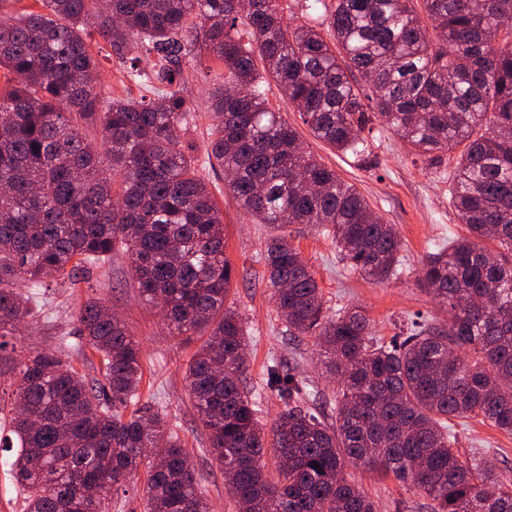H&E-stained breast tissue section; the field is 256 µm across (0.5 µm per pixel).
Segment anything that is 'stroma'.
Returning <instances> with one entry per match:
<instances>
[{"instance_id": "stroma-1", "label": "stroma", "mask_w": 512, "mask_h": 512, "mask_svg": "<svg viewBox=\"0 0 512 512\" xmlns=\"http://www.w3.org/2000/svg\"><path fill=\"white\" fill-rule=\"evenodd\" d=\"M89 42L101 70L105 96L153 97L150 86L129 76L128 61L113 52L98 30H91ZM213 63L207 55L201 65L183 68L179 88L192 106V119L183 139L192 145L201 175L224 214L225 253L234 270L227 303L242 315L248 337L246 387L258 405L262 421L269 424L284 405L267 389L268 373L276 369L294 374L308 385L305 408L331 424L336 420L333 407L339 387L321 372L320 347L315 338H295L284 328L267 280L269 230L236 206L224 184L223 171L210 168L206 162V145L216 118L208 110L203 69ZM267 97L271 106L297 127L306 150L355 184L377 214L395 226L402 240V274L380 282L341 261L332 239L316 227L293 225L290 241L309 263L322 290L326 312L331 314L341 307L361 308L373 335L387 344L404 336L407 326L417 318L446 322L447 306L431 299L419 287L417 278L430 252L467 234L451 201L449 168L438 173L426 169L397 135L377 123L364 134L371 161L367 166H358L351 154L334 151L315 139L276 85H268ZM45 296L49 316L22 329L17 337L18 354L35 349L58 351L63 361L86 380L99 378L98 357L64 352L60 345L79 340L74 315L77 305L90 296L102 299L129 325L141 345L144 374L140 404L165 410L169 419L177 423L181 444L193 460L211 512H235L224 475L209 452L208 432L200 423L184 380L186 364L200 345V338L169 334L161 315L140 297L133 285L130 263L119 252L105 266L85 270L78 287L55 283ZM449 425L455 438L453 448L461 458L482 455L503 479L512 481V433L493 427L479 416L453 418ZM345 473L365 489L378 512H429L427 499L412 493L394 476L355 467L346 468Z\"/></svg>"}]
</instances>
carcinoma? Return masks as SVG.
Listing matches in <instances>:
<instances>
[{"label":"carcinoma","mask_w":512,"mask_h":512,"mask_svg":"<svg viewBox=\"0 0 512 512\" xmlns=\"http://www.w3.org/2000/svg\"><path fill=\"white\" fill-rule=\"evenodd\" d=\"M39 2L46 12L0 15V375L17 376L0 412L24 512H109L143 467L146 512H209L167 415L136 407L140 344L101 299L76 309L77 349L98 355L108 398L55 353L7 352L16 323L47 316L48 282L74 287L117 250L170 334L204 337L185 379L238 512H377L344 477L349 462L395 475L433 512H512V485L484 458L461 459L448 429L450 417L480 415L512 432V0H312L321 22L296 26L282 22L279 0ZM91 20L116 55L157 56L155 98L101 101ZM205 53L224 68L208 85L218 123L207 163L271 230L269 282L286 332L315 335L340 384L330 426L301 406L305 383L276 369L270 387L287 409L271 424L245 391L224 220L181 137L190 107L175 88L183 64ZM268 78L316 138L360 161L374 122L428 168L459 149L452 202L470 237L431 253L418 279L448 305V323L415 322L385 345L360 309L324 314L288 227L316 225L379 281L397 273L402 242L269 108ZM96 118L100 147L80 132ZM18 278L28 291H16ZM77 478L97 494L81 496Z\"/></svg>","instance_id":"1"}]
</instances>
